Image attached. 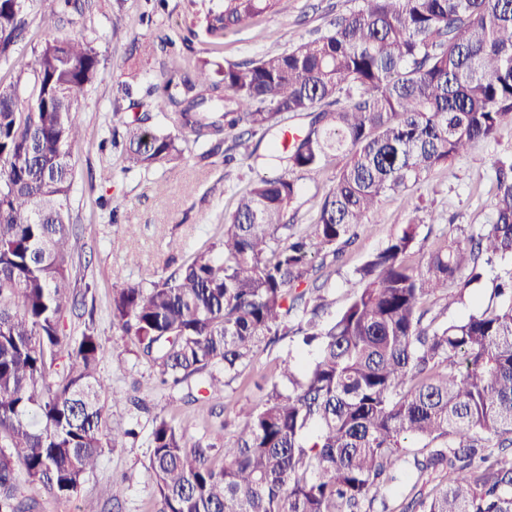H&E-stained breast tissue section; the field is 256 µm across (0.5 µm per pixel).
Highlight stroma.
I'll return each mask as SVG.
<instances>
[{
    "instance_id": "stroma-1",
    "label": "stroma",
    "mask_w": 512,
    "mask_h": 512,
    "mask_svg": "<svg viewBox=\"0 0 512 512\" xmlns=\"http://www.w3.org/2000/svg\"><path fill=\"white\" fill-rule=\"evenodd\" d=\"M360 0H279L275 11L239 25L224 37L222 48L206 44L195 34L199 12L210 0H96L82 31L98 50L102 68L98 81L80 97L78 120L83 138L75 147L76 178L71 204L80 242V271L91 288L84 298V312L92 313L101 342L100 372L118 395L110 402L106 423L111 428L135 427L138 435L105 451L93 474L87 476L77 496L57 499L39 485L25 483L21 493L38 503V512H79L84 500L96 501L102 512H155L156 494L148 470L151 421L134 408L130 396L152 382L154 372L136 353L134 345L112 325L111 296L124 282H150L170 275L195 251L207 248L224 232V217L232 212L239 193L263 176L289 174L298 185L292 211L297 228L313 223L320 200L336 185L340 161L319 173L285 172L283 166L254 163L253 149L267 150L272 135H246L238 141L233 162L223 155L200 159L201 149L192 141L182 143L180 160L148 171L123 172L120 148L114 147V107H127L122 85L145 90L154 84L163 67L183 56L223 64L255 60L274 54L325 31L336 14L356 7ZM171 38V45L152 57L142 56L145 40ZM512 154V124L496 136L475 144L467 153L440 167L415 184L408 197L382 200L357 239L336 262H323L319 286L339 313L354 294V271L372 252L408 223L418 226L416 259H423L444 239L463 237L492 224L495 216L497 157ZM110 180H102L103 169ZM512 268L510 261L486 266L481 283L473 285L462 304L431 298L430 316L438 321L465 318L472 305H487L493 281ZM290 339L260 349L241 374L218 390H201L199 400L184 403L178 392L154 391L152 401L170 406L175 424L196 439L210 423V411L236 427L240 408L255 405L257 383L277 372L286 355H298Z\"/></svg>"
}]
</instances>
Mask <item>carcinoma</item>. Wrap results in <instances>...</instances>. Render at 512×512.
<instances>
[{"label":"carcinoma","instance_id":"obj_1","mask_svg":"<svg viewBox=\"0 0 512 512\" xmlns=\"http://www.w3.org/2000/svg\"><path fill=\"white\" fill-rule=\"evenodd\" d=\"M93 0H0V512H33L19 475L57 498L76 494L102 453L132 429L108 428L114 392L100 375L93 320L62 324L77 288L79 237L71 222L78 97L100 59L60 30ZM278 0H222L198 17L202 36L271 12ZM39 15L34 59L16 52ZM124 170L180 159L182 138L214 152L240 129L268 133L286 114L308 123L269 157L317 172L340 157L335 188L303 232H289L296 183L262 177L224 219L220 242L170 275L112 290V325L155 368L159 383L195 403L193 382L235 378L262 345L291 336L315 356L282 360L261 402L193 444L166 414L152 419L149 472L158 512H394L384 487L442 469L446 482L402 512H512V269L492 302L459 322H424L426 299L454 284L464 299L484 265L512 259V157L495 161V220L412 260L406 224L356 269V292L330 320L312 249L333 256L383 197L512 123V0H361L328 31L289 49L219 65L184 56L145 95L124 89ZM175 132L148 125L150 109ZM67 362L57 369L61 353ZM420 438L427 452L406 450ZM224 447H217V443Z\"/></svg>","mask_w":512,"mask_h":512}]
</instances>
